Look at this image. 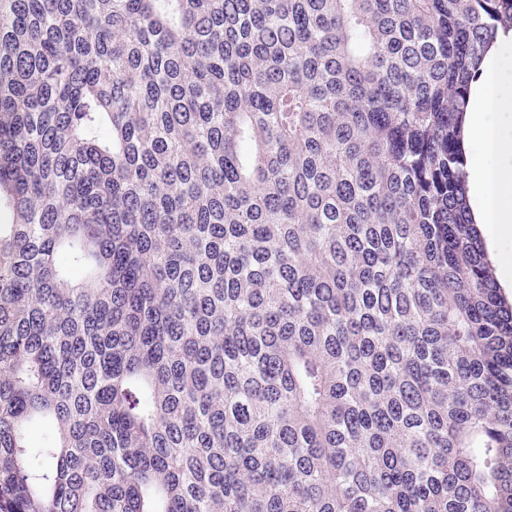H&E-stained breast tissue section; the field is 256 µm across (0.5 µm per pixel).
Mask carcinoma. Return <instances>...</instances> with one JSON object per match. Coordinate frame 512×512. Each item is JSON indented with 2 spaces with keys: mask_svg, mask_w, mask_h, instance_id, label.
<instances>
[{
  "mask_svg": "<svg viewBox=\"0 0 512 512\" xmlns=\"http://www.w3.org/2000/svg\"><path fill=\"white\" fill-rule=\"evenodd\" d=\"M512 0H0V512H512L467 96Z\"/></svg>",
  "mask_w": 512,
  "mask_h": 512,
  "instance_id": "carcinoma-1",
  "label": "carcinoma"
}]
</instances>
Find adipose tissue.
I'll use <instances>...</instances> for the list:
<instances>
[{
  "instance_id": "ef3b65f1",
  "label": "adipose tissue",
  "mask_w": 512,
  "mask_h": 512,
  "mask_svg": "<svg viewBox=\"0 0 512 512\" xmlns=\"http://www.w3.org/2000/svg\"><path fill=\"white\" fill-rule=\"evenodd\" d=\"M499 114L512 120V27L498 28L469 92L462 126L464 141L478 140L494 158L491 166L466 165L472 219L498 225L512 238V129L489 122Z\"/></svg>"
}]
</instances>
